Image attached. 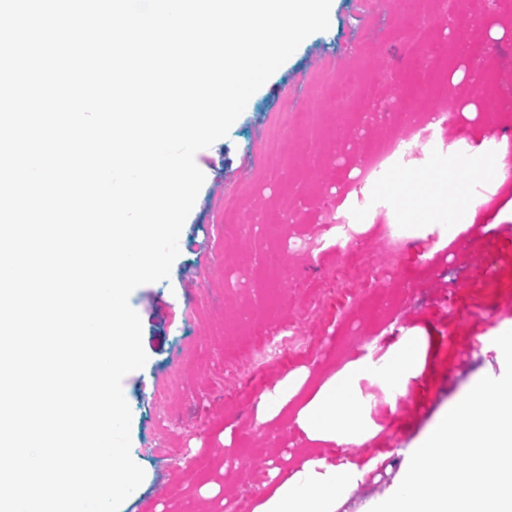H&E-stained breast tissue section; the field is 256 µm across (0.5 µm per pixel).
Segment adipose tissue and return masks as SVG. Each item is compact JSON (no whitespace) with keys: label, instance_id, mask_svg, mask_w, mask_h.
<instances>
[{"label":"adipose tissue","instance_id":"ef3b65f1","mask_svg":"<svg viewBox=\"0 0 512 512\" xmlns=\"http://www.w3.org/2000/svg\"><path fill=\"white\" fill-rule=\"evenodd\" d=\"M462 191V185L452 181L447 193L433 197L434 218L447 225L452 237L477 217V204L461 202ZM423 346L422 331L413 328L382 357L365 354L327 376L293 419L309 449L292 466L270 470L267 491L253 512H336L337 493L353 490L374 465L351 459L335 464L317 455L316 446L358 447L374 437L379 426L371 417L373 405L363 394V384L379 386L386 402L395 403L421 370ZM309 376L306 370L293 372L266 393L260 423L277 418L299 395Z\"/></svg>","mask_w":512,"mask_h":512}]
</instances>
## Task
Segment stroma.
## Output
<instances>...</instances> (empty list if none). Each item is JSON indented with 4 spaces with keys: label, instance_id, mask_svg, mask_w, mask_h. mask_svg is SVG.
Here are the masks:
<instances>
[{
    "label": "stroma",
    "instance_id": "35a3bbf8",
    "mask_svg": "<svg viewBox=\"0 0 512 512\" xmlns=\"http://www.w3.org/2000/svg\"><path fill=\"white\" fill-rule=\"evenodd\" d=\"M450 4L439 0L433 38L459 41L465 51L448 68L479 75V84L435 83L423 55L407 53L401 31L426 20L423 0H332L329 28L307 37L252 95L228 135L197 153L205 181L170 276L130 296L147 362L122 387L132 412L131 456L145 478L119 512H252L270 464L307 445L293 406L259 423L263 395L300 369L317 379L366 349L386 353L417 327L426 340L424 366L405 394L391 405L378 386L363 387L380 432L360 447L321 450L336 463L376 460L364 482L336 504V512H367L373 499L390 492L407 450L449 406L482 377L503 375L492 342L512 327V222L493 218L512 199V182L495 191L487 181L467 180L470 198L492 201L453 239L400 191L433 168L463 179L476 125L463 106L512 100V34L498 41L485 36L488 22H512V0H473L476 22L463 37ZM330 58L335 73L359 70L371 101L363 111L331 118L322 154L311 159L289 113L327 111L313 78ZM435 98L448 123L420 133L421 115ZM274 114L289 128L281 143L288 166L267 179L255 171L253 141ZM392 132L422 141L421 154L393 160L360 183L351 169L362 168ZM230 198L242 201L237 220L253 225L249 235L225 229ZM268 249L285 258L274 281L261 267ZM353 254L379 275L350 298L337 290L336 272ZM283 322L312 338L308 352L243 365L251 339ZM210 481L221 490L201 501L198 490Z\"/></svg>",
    "mask_w": 512,
    "mask_h": 512
}]
</instances>
